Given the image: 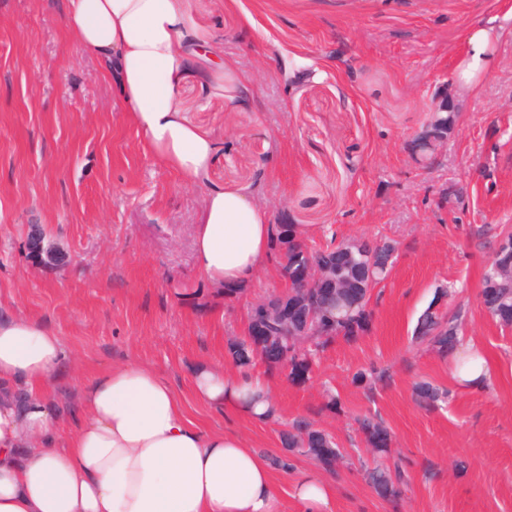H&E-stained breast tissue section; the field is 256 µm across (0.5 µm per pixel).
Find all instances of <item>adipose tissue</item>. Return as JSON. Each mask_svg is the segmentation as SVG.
I'll return each instance as SVG.
<instances>
[{"mask_svg":"<svg viewBox=\"0 0 512 512\" xmlns=\"http://www.w3.org/2000/svg\"><path fill=\"white\" fill-rule=\"evenodd\" d=\"M63 21L83 55L111 79L116 99L153 157L205 186L194 239L197 270L211 285L244 288L267 262L268 211L242 187H208L215 144L185 116L189 77L204 93L237 101L253 93L244 74L211 61L212 37L191 0H64ZM496 19L473 26L456 66L459 90L475 89L492 65ZM66 357L62 336L41 321L0 311V512H330L335 486L298 473L281 494L269 457L230 430L204 431L185 414L157 369L126 361L78 383L76 418L64 430L50 398ZM451 376L478 389L491 376L481 348L458 344ZM194 395L232 417L267 421L278 405L254 374L202 366ZM28 398L17 405L13 394Z\"/></svg>","mask_w":512,"mask_h":512,"instance_id":"adipose-tissue-1","label":"adipose tissue"}]
</instances>
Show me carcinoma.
Listing matches in <instances>:
<instances>
[{
	"label": "carcinoma",
	"instance_id": "cac0c4a2",
	"mask_svg": "<svg viewBox=\"0 0 512 512\" xmlns=\"http://www.w3.org/2000/svg\"><path fill=\"white\" fill-rule=\"evenodd\" d=\"M456 120L453 112L433 114L430 126L444 136L452 129ZM397 250V243L392 240L366 239L348 245H328L320 252L329 256L336 255V271L341 287L334 296H318L317 289L307 288L296 277V270L306 261V255L315 253L304 240L296 235L292 224H275L272 226L271 251L278 276L288 281L293 291L291 302L302 310L319 306V312L327 320L335 321L336 336H302L289 335L298 331L303 323L299 319L288 320V328L279 329L274 339L283 349L291 352L288 367L267 365L270 372L286 374L292 381H306L313 363L327 345L342 337L352 340L365 332L371 320L368 309L370 296L367 274H372L376 281L385 279L393 263L390 254ZM480 297L488 314L498 322L507 325L512 322V288H492L490 279L483 281ZM461 325V314L456 313L444 319L431 310H426L418 320L414 334L415 339L431 345L439 353L447 355L455 349ZM228 355L232 363L243 370H250L255 355L251 338L244 336L228 342ZM360 433L374 455L381 459L391 453V435L384 422L376 415H365L357 419ZM282 447L289 454H303L314 457L325 466H334L341 460V454L332 437L317 428L314 420L300 416L295 418L290 429L280 435ZM365 479L374 491L391 504L400 507L402 488L406 485V473L402 465L394 463L388 466L380 463L365 470Z\"/></svg>",
	"mask_w": 512,
	"mask_h": 512
}]
</instances>
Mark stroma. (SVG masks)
<instances>
[{
  "label": "stroma",
  "mask_w": 512,
  "mask_h": 512,
  "mask_svg": "<svg viewBox=\"0 0 512 512\" xmlns=\"http://www.w3.org/2000/svg\"><path fill=\"white\" fill-rule=\"evenodd\" d=\"M62 5L0 0V302L71 349L55 382L62 415L80 378L138 361L167 375L199 426L270 456L289 421L314 418L344 456L322 468L333 512H512V329L480 299L495 242L512 232V21L476 92L453 78L468 28L512 0H193L218 61L257 87L243 106L184 88L187 119L216 146L209 184L246 188L312 248L365 237L399 246L371 293L368 331L330 344L306 382L270 374L279 415L263 423L199 402L190 373L225 364L255 303L281 289L276 269L230 298L206 285L193 254L204 188L153 158L66 32ZM441 93L457 119L428 168L414 139ZM35 229L64 264L28 256ZM442 288L444 311L462 312L464 336L487 355L482 388L457 386L447 358L413 339ZM374 367L387 377L370 394L353 378ZM423 381L441 393L433 406L416 397ZM370 412L407 463L397 510L360 470L374 455L356 420Z\"/></svg>",
  "instance_id": "stroma-1"
}]
</instances>
